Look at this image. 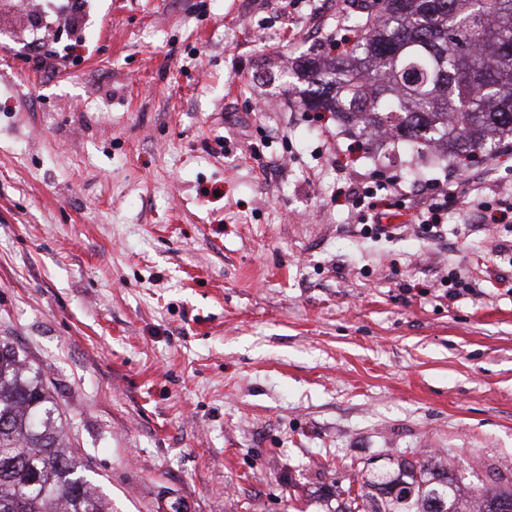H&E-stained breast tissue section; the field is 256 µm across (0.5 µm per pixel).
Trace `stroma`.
<instances>
[{"label":"stroma","mask_w":512,"mask_h":512,"mask_svg":"<svg viewBox=\"0 0 512 512\" xmlns=\"http://www.w3.org/2000/svg\"><path fill=\"white\" fill-rule=\"evenodd\" d=\"M0 12V339L112 512H330L368 463L512 474V142L461 172L283 93L355 0ZM462 184L438 233L414 180ZM404 196L382 231L345 193ZM39 4L33 9V15L42 19V25L38 29L32 31L31 44L37 46L41 43L44 36L48 33L50 25H56L63 22L67 16L71 21V17L80 12L77 7L72 8L73 1H57V0H40ZM72 8V9H71Z\"/></svg>","instance_id":"stroma-1"}]
</instances>
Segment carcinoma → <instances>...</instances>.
<instances>
[{
	"instance_id": "obj_1",
	"label": "carcinoma",
	"mask_w": 512,
	"mask_h": 512,
	"mask_svg": "<svg viewBox=\"0 0 512 512\" xmlns=\"http://www.w3.org/2000/svg\"><path fill=\"white\" fill-rule=\"evenodd\" d=\"M352 53L286 62L299 104L404 138L451 167L512 137V0H381ZM38 370L0 341V512H110L71 454ZM402 459L333 512H512V487Z\"/></svg>"
}]
</instances>
